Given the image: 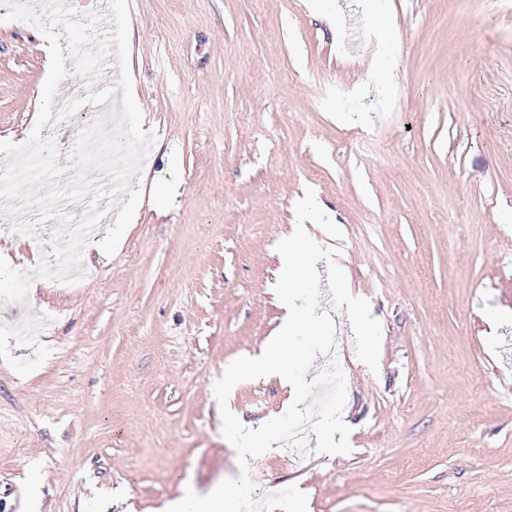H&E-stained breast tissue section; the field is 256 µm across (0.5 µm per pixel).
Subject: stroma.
<instances>
[{"label":"stroma","instance_id":"35a3bbf8","mask_svg":"<svg viewBox=\"0 0 512 512\" xmlns=\"http://www.w3.org/2000/svg\"><path fill=\"white\" fill-rule=\"evenodd\" d=\"M396 73H368L359 0H133L129 69L154 134L114 255L84 247L52 287L41 247L0 233L31 273L24 333L0 298V512H167L239 475L214 383L287 311L276 247L313 189L341 229L353 295L382 330L361 362L321 284L347 380L346 454L295 463L280 443L254 482L298 486L308 512H512V0H373ZM0 4V141L27 142L50 52ZM503 319L490 326L487 314ZM292 386L265 376L228 401L258 428Z\"/></svg>","mask_w":512,"mask_h":512}]
</instances>
